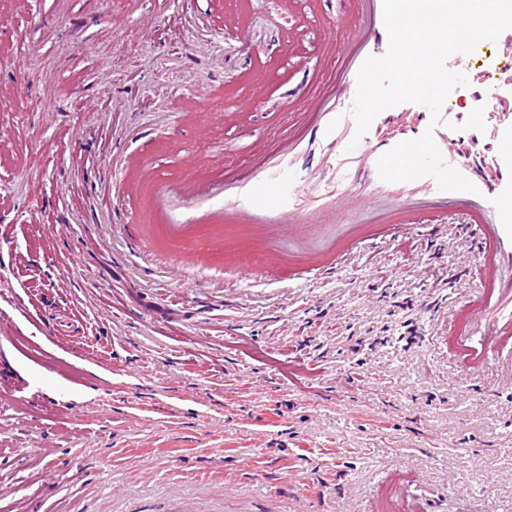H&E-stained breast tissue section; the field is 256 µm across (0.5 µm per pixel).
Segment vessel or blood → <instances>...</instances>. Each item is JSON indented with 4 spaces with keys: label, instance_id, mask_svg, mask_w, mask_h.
I'll use <instances>...</instances> for the list:
<instances>
[{
    "label": "vessel or blood",
    "instance_id": "1",
    "mask_svg": "<svg viewBox=\"0 0 512 512\" xmlns=\"http://www.w3.org/2000/svg\"><path fill=\"white\" fill-rule=\"evenodd\" d=\"M367 9L354 31H347L342 16L324 22L325 44L348 49L351 61L343 73L342 86L333 106L324 109L323 121L307 144L277 159L270 169L235 188L234 213L253 224H343L353 213L370 217L380 198H392L405 206L426 195L452 203L466 212H480L499 227V250L512 261V28L491 42L501 53L499 66L488 68L481 54H474L468 90L485 104V130L465 128L466 113L445 101L443 123L431 127L429 110L404 103L387 108L373 120L356 148H349L348 135L355 132L352 115L357 91V74L368 57L384 56L388 36L382 18V0H365ZM433 129L440 154L448 155L449 166L472 182L474 191H444L436 180L423 176L409 182L390 183L378 175L377 161L397 144L420 137ZM334 151L340 160L356 156L358 166L336 182V201L329 211L302 208L301 199L309 182V161L316 150ZM360 185L363 199L359 211L348 208L352 185Z\"/></svg>",
    "mask_w": 512,
    "mask_h": 512
}]
</instances>
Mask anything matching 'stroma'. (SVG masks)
Wrapping results in <instances>:
<instances>
[{"label": "stroma", "mask_w": 512, "mask_h": 512, "mask_svg": "<svg viewBox=\"0 0 512 512\" xmlns=\"http://www.w3.org/2000/svg\"><path fill=\"white\" fill-rule=\"evenodd\" d=\"M238 8L0 0V512H375L410 478L512 512L495 226L235 222L218 184L318 123L323 20L360 11L250 0L246 45Z\"/></svg>", "instance_id": "obj_1"}]
</instances>
